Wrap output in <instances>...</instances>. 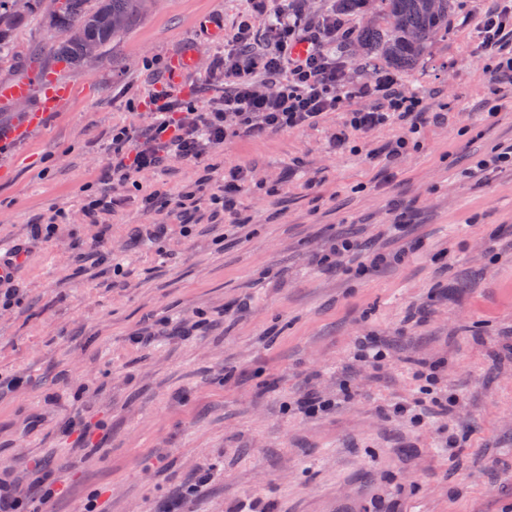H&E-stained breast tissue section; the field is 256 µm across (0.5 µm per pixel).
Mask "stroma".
<instances>
[{"label":"stroma","mask_w":512,"mask_h":512,"mask_svg":"<svg viewBox=\"0 0 512 512\" xmlns=\"http://www.w3.org/2000/svg\"><path fill=\"white\" fill-rule=\"evenodd\" d=\"M488 5L455 0L447 35L401 74L440 118L395 163L382 149L401 126L337 154L333 112L127 181L112 177L111 131L145 130L157 91L219 97L208 59L243 15L260 34L268 15L249 0H150L98 58L62 71L67 106L22 139L53 66L38 49L65 35L49 0L14 24L0 82L33 93L0 103V248L29 258L0 307V484L25 512H512V168L472 170L512 146V87L476 42ZM491 97L504 106L489 119ZM233 165L253 181L228 215L213 195ZM195 186L186 211L142 203ZM93 192L111 211L87 216ZM52 216L54 237H35ZM341 235L362 244L357 260L337 262ZM362 336L382 362L355 359ZM422 362L459 401L421 426L391 408L420 398ZM310 393L331 409L300 414Z\"/></svg>","instance_id":"35a3bbf8"}]
</instances>
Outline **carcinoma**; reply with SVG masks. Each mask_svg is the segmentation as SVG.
Segmentation results:
<instances>
[{
  "label": "carcinoma",
  "mask_w": 512,
  "mask_h": 512,
  "mask_svg": "<svg viewBox=\"0 0 512 512\" xmlns=\"http://www.w3.org/2000/svg\"><path fill=\"white\" fill-rule=\"evenodd\" d=\"M148 0H51V23L65 33L54 56L78 68L126 33ZM319 21L349 26V41H336V50L351 46L367 61L393 70L419 63L438 36L448 32L453 0H331ZM16 8V0H0V58L12 53L7 31L31 9Z\"/></svg>",
  "instance_id": "cac0c4a2"
}]
</instances>
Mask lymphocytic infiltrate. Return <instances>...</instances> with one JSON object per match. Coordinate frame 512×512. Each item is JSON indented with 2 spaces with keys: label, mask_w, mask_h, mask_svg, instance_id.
<instances>
[{
  "label": "lymphocytic infiltrate",
  "mask_w": 512,
  "mask_h": 512,
  "mask_svg": "<svg viewBox=\"0 0 512 512\" xmlns=\"http://www.w3.org/2000/svg\"><path fill=\"white\" fill-rule=\"evenodd\" d=\"M477 34L480 48L499 57L494 80L512 85V0H493ZM327 46L325 32H312L302 13H289L284 4L275 11L265 48L256 46L252 20L241 21L225 40L223 55L207 67L208 75L224 79L220 102L198 109L178 93L155 94L150 128L139 133L126 127L113 130V178L126 181L173 158L196 160L231 132L260 137L272 130L312 127L341 111L347 114L346 128L336 135V150L349 148L351 132L391 123L406 126L407 134L386 145L388 161L419 148L428 122L421 98L385 73L371 81H351L346 61L331 55ZM355 99L362 100V107L347 110V102Z\"/></svg>",
  "instance_id": "obj_1"
}]
</instances>
